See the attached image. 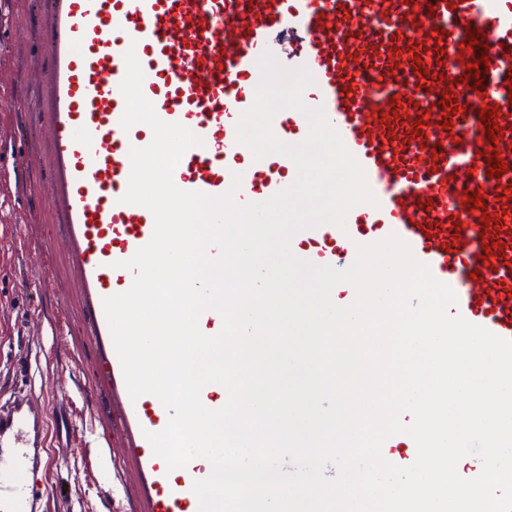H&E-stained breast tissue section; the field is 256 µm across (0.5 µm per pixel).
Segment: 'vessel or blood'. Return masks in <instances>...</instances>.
Listing matches in <instances>:
<instances>
[{"instance_id": "1", "label": "vessel or blood", "mask_w": 512, "mask_h": 512, "mask_svg": "<svg viewBox=\"0 0 512 512\" xmlns=\"http://www.w3.org/2000/svg\"><path fill=\"white\" fill-rule=\"evenodd\" d=\"M484 31L483 45H467ZM51 67L47 115L55 176L59 240L83 301L82 338L98 351L95 387L107 415L94 443L113 462L120 448L135 474L133 512H198L192 490L211 465L191 460L168 470L147 433L165 428L169 414L149 394L130 399L102 307L127 291L134 271L121 268L149 242L154 217L122 203L131 147L147 146L150 127L123 129L124 54L135 50L142 93L157 116L180 123L202 140L173 172L185 191L226 193L233 174L236 199L262 202L296 177L295 165L253 160L236 140L235 125L261 81L257 61L271 53L284 68H306L314 82L303 94L323 108L346 148L363 167L376 205L353 208L345 228L323 224L297 232L293 253L318 266L348 268L358 245L397 235L433 277L457 296L455 313L512 341V213L502 210L512 187V0H51L47 20ZM490 62L484 90L467 87L466 65ZM424 64L427 75L413 71ZM412 73V85L397 78ZM451 97L452 110L442 106ZM499 108L497 143L467 100ZM452 120L444 129V120ZM274 132L303 141L308 121L278 112ZM509 170L489 176L491 146ZM482 195L472 208L465 193ZM500 214L483 230L484 213ZM504 251L485 260V249ZM45 415L29 390L0 402V512H45Z\"/></svg>"}]
</instances>
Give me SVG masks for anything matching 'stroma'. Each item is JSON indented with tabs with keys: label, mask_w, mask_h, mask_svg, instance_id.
<instances>
[{
	"label": "stroma",
	"mask_w": 512,
	"mask_h": 512,
	"mask_svg": "<svg viewBox=\"0 0 512 512\" xmlns=\"http://www.w3.org/2000/svg\"><path fill=\"white\" fill-rule=\"evenodd\" d=\"M41 0H0V397L34 389L48 416V512H116L117 470L84 443L104 404L91 390L96 349L80 337L81 308L54 237L52 171L40 115L50 58ZM55 326L54 342L43 327Z\"/></svg>",
	"instance_id": "stroma-1"
}]
</instances>
